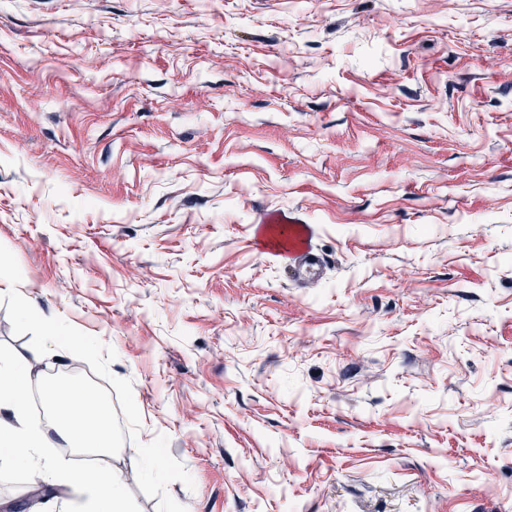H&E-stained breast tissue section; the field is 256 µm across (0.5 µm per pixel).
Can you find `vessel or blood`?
Listing matches in <instances>:
<instances>
[{"mask_svg":"<svg viewBox=\"0 0 512 512\" xmlns=\"http://www.w3.org/2000/svg\"><path fill=\"white\" fill-rule=\"evenodd\" d=\"M261 234L254 243L260 249L285 256L288 267L302 280L319 279L325 268V258L313 241L309 225L298 221H283L275 216L265 219Z\"/></svg>","mask_w":512,"mask_h":512,"instance_id":"vessel-or-blood-1","label":"vessel or blood"}]
</instances>
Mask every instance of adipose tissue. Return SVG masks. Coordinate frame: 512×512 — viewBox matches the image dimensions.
<instances>
[{
  "instance_id": "adipose-tissue-1",
  "label": "adipose tissue",
  "mask_w": 512,
  "mask_h": 512,
  "mask_svg": "<svg viewBox=\"0 0 512 512\" xmlns=\"http://www.w3.org/2000/svg\"><path fill=\"white\" fill-rule=\"evenodd\" d=\"M32 381L28 362L22 356L0 358V409L12 413L13 422L0 421V465L31 468L50 433H57L73 448L112 451L109 416L101 401L85 388L64 382L48 389L53 413L49 427L26 418L27 391ZM51 481L84 487L82 512H131L118 474L100 478L98 473L73 466L50 468Z\"/></svg>"
}]
</instances>
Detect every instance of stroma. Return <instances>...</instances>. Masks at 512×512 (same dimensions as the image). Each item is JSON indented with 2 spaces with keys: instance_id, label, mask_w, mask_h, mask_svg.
Returning a JSON list of instances; mask_svg holds the SVG:
<instances>
[{
  "instance_id": "1",
  "label": "stroma",
  "mask_w": 512,
  "mask_h": 512,
  "mask_svg": "<svg viewBox=\"0 0 512 512\" xmlns=\"http://www.w3.org/2000/svg\"><path fill=\"white\" fill-rule=\"evenodd\" d=\"M1 263L133 512H512V0H0ZM281 224L288 225V233ZM262 234L254 237V244L260 249L283 255L288 260V268L301 280H317L325 268V258L313 242L308 224L284 219L280 216L267 218L261 224ZM20 317L26 322L38 325L40 336H36L35 339L38 347L64 348L83 343V340H79L76 336H65L55 322L43 319L35 306L30 303L25 304L20 310Z\"/></svg>"
}]
</instances>
